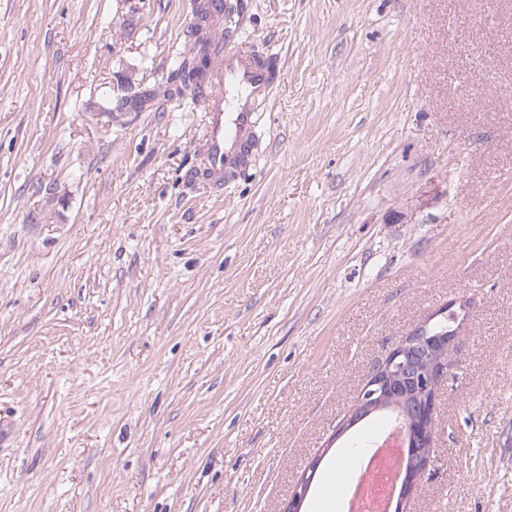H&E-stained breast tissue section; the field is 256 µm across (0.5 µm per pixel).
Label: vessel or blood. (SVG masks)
Segmentation results:
<instances>
[{"mask_svg": "<svg viewBox=\"0 0 512 512\" xmlns=\"http://www.w3.org/2000/svg\"><path fill=\"white\" fill-rule=\"evenodd\" d=\"M191 16L210 54L200 85L205 135L194 177L219 193L252 162L258 107L271 96L280 62L265 49L225 35L224 0H191Z\"/></svg>", "mask_w": 512, "mask_h": 512, "instance_id": "vessel-or-blood-1", "label": "vessel or blood"}]
</instances>
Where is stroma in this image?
Returning <instances> with one entry per match:
<instances>
[{
	"instance_id": "stroma-1",
	"label": "stroma",
	"mask_w": 512,
	"mask_h": 512,
	"mask_svg": "<svg viewBox=\"0 0 512 512\" xmlns=\"http://www.w3.org/2000/svg\"><path fill=\"white\" fill-rule=\"evenodd\" d=\"M189 0H0V512H303L386 352L466 306L406 512H512V0H238L281 71L192 182ZM134 89L135 112H116ZM317 465L318 462L314 461V465L312 463L308 471L305 474H303L300 482L295 487L293 495L288 501V504L286 505L284 512H302V506L311 488V484L316 473Z\"/></svg>"
}]
</instances>
